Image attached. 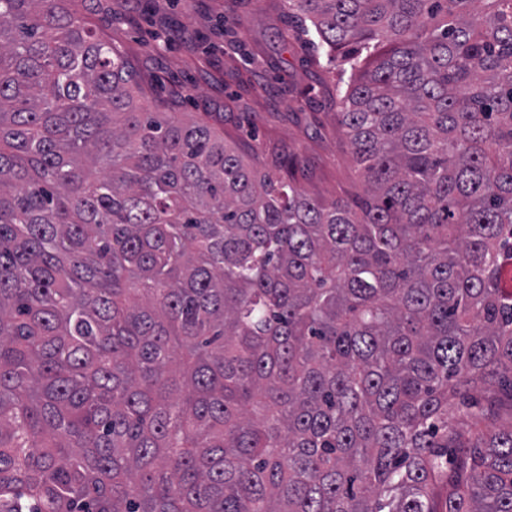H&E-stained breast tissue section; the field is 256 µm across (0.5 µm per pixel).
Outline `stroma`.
I'll return each instance as SVG.
<instances>
[{
	"label": "stroma",
	"instance_id": "obj_1",
	"mask_svg": "<svg viewBox=\"0 0 512 512\" xmlns=\"http://www.w3.org/2000/svg\"><path fill=\"white\" fill-rule=\"evenodd\" d=\"M82 11L121 46L147 97L206 116L266 165L298 156L312 196H364L336 123L350 74L320 67L311 46L285 37L281 0H84Z\"/></svg>",
	"mask_w": 512,
	"mask_h": 512
}]
</instances>
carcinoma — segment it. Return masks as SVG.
Returning <instances> with one entry per match:
<instances>
[{"instance_id":"1","label":"carcinoma","mask_w":512,"mask_h":512,"mask_svg":"<svg viewBox=\"0 0 512 512\" xmlns=\"http://www.w3.org/2000/svg\"><path fill=\"white\" fill-rule=\"evenodd\" d=\"M354 211L0 0V512H512V0H283Z\"/></svg>"}]
</instances>
